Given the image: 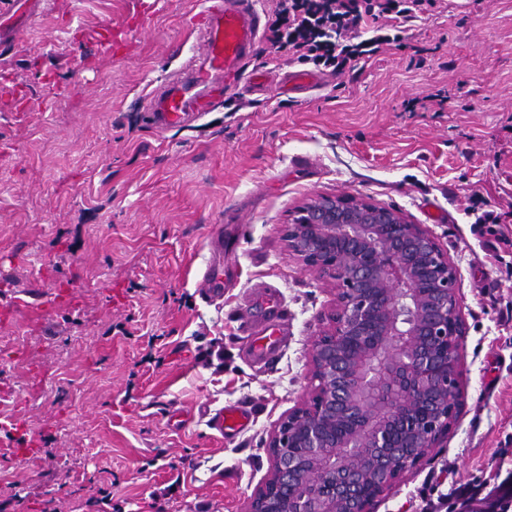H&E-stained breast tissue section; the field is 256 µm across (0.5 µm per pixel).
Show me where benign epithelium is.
I'll list each match as a JSON object with an SVG mask.
<instances>
[{"label": "benign epithelium", "mask_w": 512, "mask_h": 512, "mask_svg": "<svg viewBox=\"0 0 512 512\" xmlns=\"http://www.w3.org/2000/svg\"><path fill=\"white\" fill-rule=\"evenodd\" d=\"M284 240L334 302L311 346L309 396L271 432L248 512H375L458 416L457 268L424 225L354 196L310 199Z\"/></svg>", "instance_id": "benign-epithelium-1"}]
</instances>
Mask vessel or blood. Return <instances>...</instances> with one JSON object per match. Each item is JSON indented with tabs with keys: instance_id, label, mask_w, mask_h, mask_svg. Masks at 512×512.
<instances>
[{
	"instance_id": "b4317fda",
	"label": "vessel or blood",
	"mask_w": 512,
	"mask_h": 512,
	"mask_svg": "<svg viewBox=\"0 0 512 512\" xmlns=\"http://www.w3.org/2000/svg\"><path fill=\"white\" fill-rule=\"evenodd\" d=\"M202 18L198 30L202 55L190 58L177 79L150 94V118L158 128L181 125L190 113L207 111L213 99L235 92L241 71L259 41L262 17L257 0H206ZM321 82V77L309 70H290L279 79L280 86L292 93L309 91ZM202 281L208 298L223 297V269L209 265ZM261 299L264 313L248 326L243 347L245 356L259 366L278 355L287 330L279 297L267 291ZM250 424V414L236 403L220 408L208 420L209 427L227 440Z\"/></svg>"
}]
</instances>
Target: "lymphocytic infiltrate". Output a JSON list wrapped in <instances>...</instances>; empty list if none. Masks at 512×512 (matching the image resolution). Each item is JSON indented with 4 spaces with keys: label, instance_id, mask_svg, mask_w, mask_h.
Segmentation results:
<instances>
[{
    "label": "lymphocytic infiltrate",
    "instance_id": "1",
    "mask_svg": "<svg viewBox=\"0 0 512 512\" xmlns=\"http://www.w3.org/2000/svg\"><path fill=\"white\" fill-rule=\"evenodd\" d=\"M433 0H279L268 27L274 52L331 74L355 68L382 46L400 43L405 25Z\"/></svg>",
    "mask_w": 512,
    "mask_h": 512
}]
</instances>
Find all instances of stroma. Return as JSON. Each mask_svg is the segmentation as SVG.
Segmentation results:
<instances>
[{"mask_svg": "<svg viewBox=\"0 0 512 512\" xmlns=\"http://www.w3.org/2000/svg\"><path fill=\"white\" fill-rule=\"evenodd\" d=\"M199 0H43L0 13V512H247L266 442L308 393L331 285L289 256L319 195L396 207L458 270L463 398L442 447L377 512H463L512 473V0H436L325 87L241 93L186 126L147 121ZM443 109L407 111L438 92ZM499 216L476 223L473 194ZM224 238V298L197 282ZM278 290L288 341L265 367L238 313ZM55 293L57 306L39 305ZM243 405L218 437L202 408ZM207 423L222 438L231 440L249 428L251 416L241 405L230 403L217 410Z\"/></svg>", "mask_w": 512, "mask_h": 512, "instance_id": "obj_1", "label": "stroma"}]
</instances>
